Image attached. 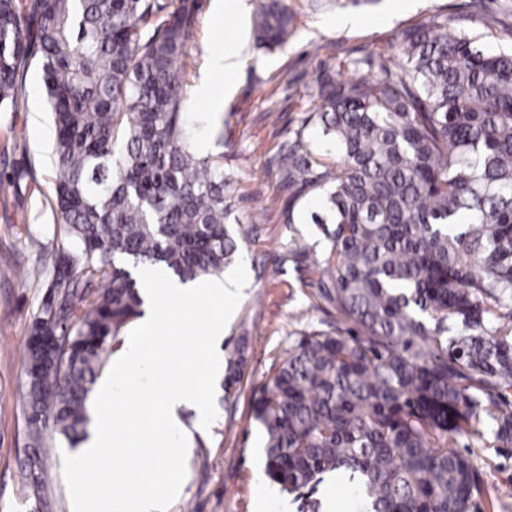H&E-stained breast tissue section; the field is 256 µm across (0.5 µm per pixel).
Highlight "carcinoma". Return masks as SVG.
I'll list each match as a JSON object with an SVG mask.
<instances>
[{
	"instance_id": "carcinoma-1",
	"label": "carcinoma",
	"mask_w": 512,
	"mask_h": 512,
	"mask_svg": "<svg viewBox=\"0 0 512 512\" xmlns=\"http://www.w3.org/2000/svg\"><path fill=\"white\" fill-rule=\"evenodd\" d=\"M401 34L396 58H344L318 75L317 104L276 153L281 211L313 214L327 248L288 242L336 330L295 337L260 389L265 470L288 492L346 474L370 512H470L483 477L458 451L494 427L512 447V49L486 50L472 0ZM36 29L24 25V12ZM190 0H0V112L35 60L54 125V207L70 239L62 316L47 307L26 341L31 473L45 435L78 433L90 385L138 315L115 264L161 265L182 281L219 276L250 224L235 221L224 154L198 153L183 76ZM288 0H259L255 44L294 29ZM368 74H362L363 69ZM312 125L336 146L314 152ZM243 351L224 390L241 380Z\"/></svg>"
}]
</instances>
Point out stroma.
<instances>
[{
	"label": "stroma",
	"instance_id": "stroma-1",
	"mask_svg": "<svg viewBox=\"0 0 512 512\" xmlns=\"http://www.w3.org/2000/svg\"><path fill=\"white\" fill-rule=\"evenodd\" d=\"M471 0H381L375 6L310 10L306 0H291L295 33L288 44L265 51L255 45L256 0L245 11L228 9L223 26H215L214 0H196L198 21L189 34L191 58L184 77L194 145L202 153H223L224 170L233 174L236 211L264 212L240 256L247 283L224 329L225 358L245 346V363L234 392L215 389L217 417L209 430L196 432L194 411L180 419L192 431L181 497L169 512H278V503L259 509L265 482L262 426L253 416L254 389L302 331L323 329L334 318L318 310L299 272L285 264L272 268L274 255L291 237L321 242L315 224L284 223L267 211L271 197L287 200L280 187L274 157L281 132L296 129L317 95L318 64L328 57L393 56L404 29L431 13L467 14ZM358 21L343 26L344 18ZM244 45L237 72L230 80L215 78L212 95L220 109L199 99L196 88L212 56L230 42ZM16 111L0 112V512H70L63 477L64 455L79 454L81 445L66 436H47L42 469L31 474L25 412V343L34 319L56 295L53 283L58 256L68 245L54 208L49 185L54 176L53 138L46 108L42 71L21 69ZM470 458L484 479L471 512H512V447L497 448L491 439L472 446ZM292 512H366L364 503L345 483L325 476L315 488L289 495Z\"/></svg>",
	"mask_w": 512,
	"mask_h": 512
}]
</instances>
